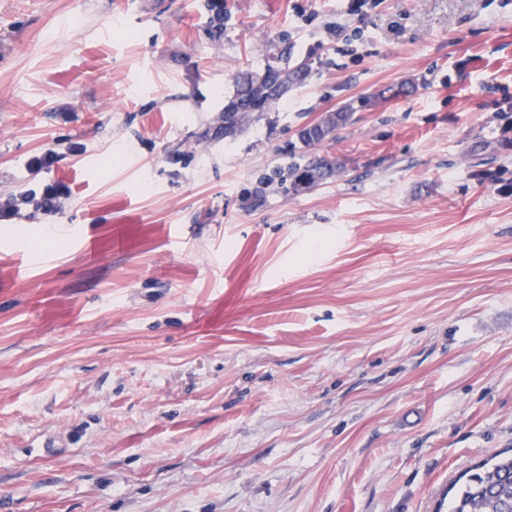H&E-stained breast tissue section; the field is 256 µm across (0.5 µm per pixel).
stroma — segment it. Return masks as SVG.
Segmentation results:
<instances>
[{
  "mask_svg": "<svg viewBox=\"0 0 512 512\" xmlns=\"http://www.w3.org/2000/svg\"><path fill=\"white\" fill-rule=\"evenodd\" d=\"M124 7L0 0V206L49 146L74 190L0 224V501L433 512L512 450V193L478 180L512 171V0ZM284 36L310 78L225 136ZM347 103L341 173L263 187Z\"/></svg>",
  "mask_w": 512,
  "mask_h": 512,
  "instance_id": "35a3bbf8",
  "label": "stroma"
}]
</instances>
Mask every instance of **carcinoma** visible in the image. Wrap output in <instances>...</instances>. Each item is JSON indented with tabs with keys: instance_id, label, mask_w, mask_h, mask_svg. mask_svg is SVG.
<instances>
[{
	"instance_id": "carcinoma-1",
	"label": "carcinoma",
	"mask_w": 512,
	"mask_h": 512,
	"mask_svg": "<svg viewBox=\"0 0 512 512\" xmlns=\"http://www.w3.org/2000/svg\"><path fill=\"white\" fill-rule=\"evenodd\" d=\"M309 75L305 62L292 68L269 65L262 73H239L236 93L224 106V135H234L255 114L266 111L289 87L303 84ZM353 112L349 104L342 107L324 125L304 129L301 140L311 146L330 139L336 129L349 123ZM340 170L341 165L326 155H303L288 167V191L310 189ZM463 476L466 480L456 489L449 512H512V455H497L493 463L483 465V471H466Z\"/></svg>"
}]
</instances>
